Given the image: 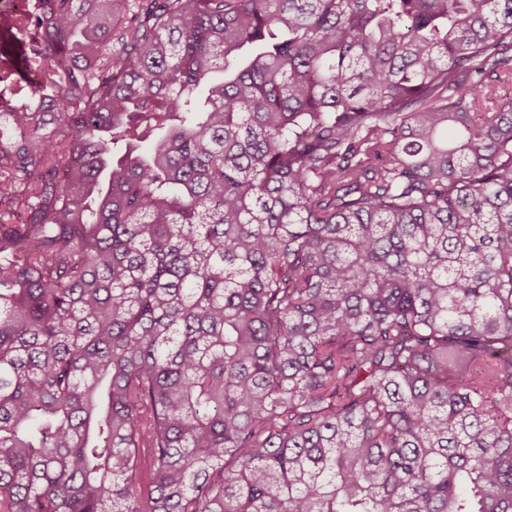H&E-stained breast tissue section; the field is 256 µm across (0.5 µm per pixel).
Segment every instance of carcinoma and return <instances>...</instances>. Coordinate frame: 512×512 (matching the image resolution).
<instances>
[{
    "instance_id": "cac0c4a2",
    "label": "carcinoma",
    "mask_w": 512,
    "mask_h": 512,
    "mask_svg": "<svg viewBox=\"0 0 512 512\" xmlns=\"http://www.w3.org/2000/svg\"><path fill=\"white\" fill-rule=\"evenodd\" d=\"M37 9L0 512H512V0Z\"/></svg>"
}]
</instances>
